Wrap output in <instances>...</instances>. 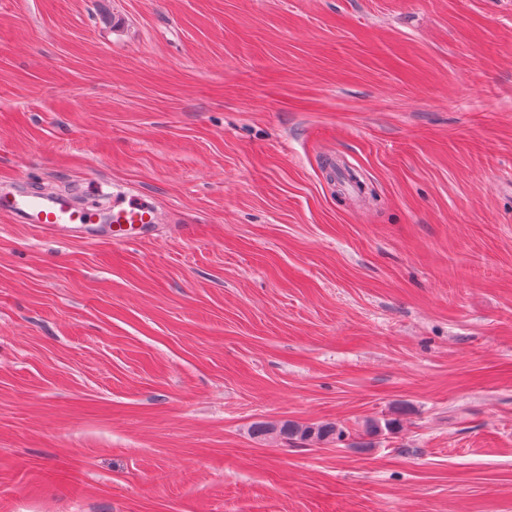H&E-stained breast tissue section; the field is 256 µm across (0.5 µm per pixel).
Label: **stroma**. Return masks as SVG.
Returning <instances> with one entry per match:
<instances>
[{
	"label": "stroma",
	"mask_w": 512,
	"mask_h": 512,
	"mask_svg": "<svg viewBox=\"0 0 512 512\" xmlns=\"http://www.w3.org/2000/svg\"><path fill=\"white\" fill-rule=\"evenodd\" d=\"M20 192L0 512H512V0H0ZM11 212L21 224L56 237L88 235L94 221L87 209L75 206L66 194H40L0 197V210ZM106 219L111 224L112 241L116 243L135 242L158 223L156 210L147 202L127 205L122 198L112 200V209ZM253 432L258 437L266 438L279 436L289 441L300 443L313 441H327L329 439H339L342 436L336 424L320 423L312 425H299L294 422H283L279 426L276 424L259 423L254 426Z\"/></svg>",
	"instance_id": "stroma-1"
}]
</instances>
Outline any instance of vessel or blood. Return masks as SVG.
Here are the masks:
<instances>
[{
	"instance_id": "1",
	"label": "vessel or blood",
	"mask_w": 512,
	"mask_h": 512,
	"mask_svg": "<svg viewBox=\"0 0 512 512\" xmlns=\"http://www.w3.org/2000/svg\"><path fill=\"white\" fill-rule=\"evenodd\" d=\"M8 210L19 223L56 236L87 235L93 219L88 210L75 206L64 194H40L0 197V210ZM106 219L111 226L113 242L127 243L141 239L158 222V215L146 202L125 203L116 198Z\"/></svg>"
}]
</instances>
